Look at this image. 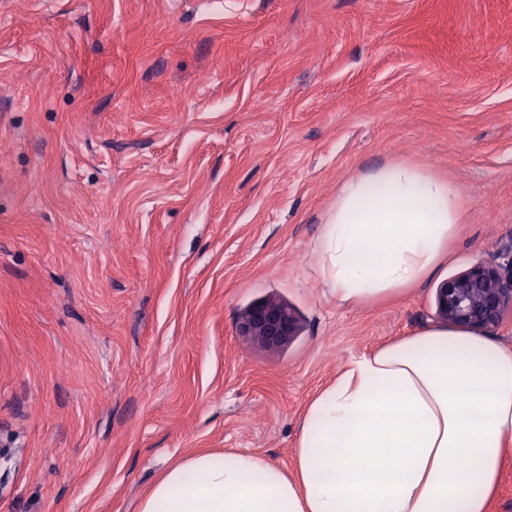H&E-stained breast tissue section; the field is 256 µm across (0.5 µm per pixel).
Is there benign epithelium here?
Here are the masks:
<instances>
[{"mask_svg":"<svg viewBox=\"0 0 512 512\" xmlns=\"http://www.w3.org/2000/svg\"><path fill=\"white\" fill-rule=\"evenodd\" d=\"M435 317L451 327L484 331L512 317V270L477 263L443 281L436 289ZM237 329L268 350L291 344L301 330V320L288 303L267 298L247 307Z\"/></svg>","mask_w":512,"mask_h":512,"instance_id":"obj_1","label":"benign epithelium"}]
</instances>
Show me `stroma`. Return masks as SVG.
<instances>
[{
	"mask_svg": "<svg viewBox=\"0 0 512 512\" xmlns=\"http://www.w3.org/2000/svg\"><path fill=\"white\" fill-rule=\"evenodd\" d=\"M458 189L433 273L339 302L347 179ZM512 262V0H0V512H136L188 454L289 469L351 357ZM302 320L239 336L252 302ZM238 332L268 350L291 344L301 330V320L288 303L267 298L247 307L239 316Z\"/></svg>",
	"mask_w": 512,
	"mask_h": 512,
	"instance_id": "stroma-1",
	"label": "stroma"
}]
</instances>
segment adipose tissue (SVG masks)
Segmentation results:
<instances>
[{
    "label": "adipose tissue",
    "mask_w": 512,
    "mask_h": 512,
    "mask_svg": "<svg viewBox=\"0 0 512 512\" xmlns=\"http://www.w3.org/2000/svg\"><path fill=\"white\" fill-rule=\"evenodd\" d=\"M462 217L457 189L414 164L348 179L319 238L341 302L427 277ZM512 445V347L443 324L351 358L310 404L285 470L188 456L138 512H487Z\"/></svg>",
    "instance_id": "1"
}]
</instances>
